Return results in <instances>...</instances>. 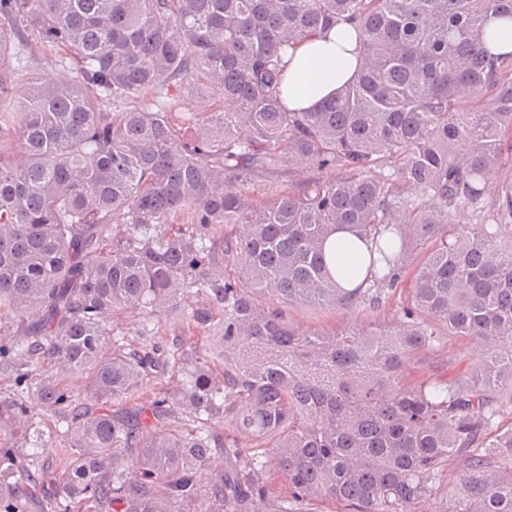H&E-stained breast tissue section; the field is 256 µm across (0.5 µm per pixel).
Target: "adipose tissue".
Returning a JSON list of instances; mask_svg holds the SVG:
<instances>
[{"label": "adipose tissue", "mask_w": 512, "mask_h": 512, "mask_svg": "<svg viewBox=\"0 0 512 512\" xmlns=\"http://www.w3.org/2000/svg\"><path fill=\"white\" fill-rule=\"evenodd\" d=\"M282 98L293 112H308L333 97L361 69L363 49L353 26L339 24L289 49Z\"/></svg>", "instance_id": "1"}]
</instances>
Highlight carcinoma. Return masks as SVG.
<instances>
[{"label":"carcinoma","mask_w":512,"mask_h":512,"mask_svg":"<svg viewBox=\"0 0 512 512\" xmlns=\"http://www.w3.org/2000/svg\"><path fill=\"white\" fill-rule=\"evenodd\" d=\"M493 15L512 0H0V512H413L450 457L455 512H512ZM340 22L366 66L288 111L286 49ZM34 34L72 82L30 72ZM344 227L370 244L350 290ZM282 304L376 320L303 334ZM447 335L483 342L473 368L431 362ZM34 403L66 425L59 471ZM351 236L347 233L337 232L333 234L326 243L325 253L329 262L339 269L340 264L345 261L354 263V257L350 250L349 243Z\"/></svg>","instance_id":"1"}]
</instances>
